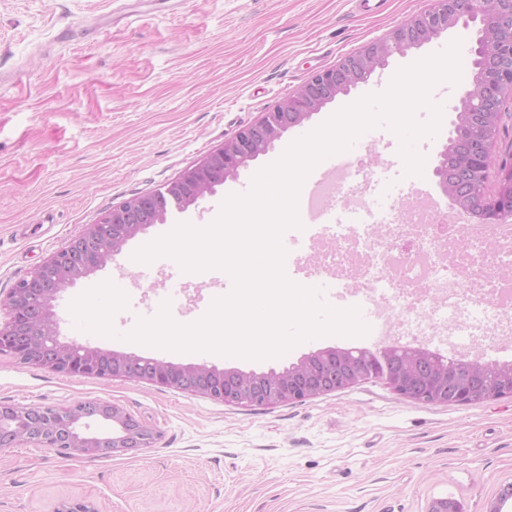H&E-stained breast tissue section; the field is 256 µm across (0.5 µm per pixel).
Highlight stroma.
Masks as SVG:
<instances>
[{
  "mask_svg": "<svg viewBox=\"0 0 512 512\" xmlns=\"http://www.w3.org/2000/svg\"><path fill=\"white\" fill-rule=\"evenodd\" d=\"M431 0H383L361 13L356 0H0V296L50 254L124 200L161 190L224 139L294 93L314 72L385 36ZM456 26L338 96L216 193L184 213L208 225L239 183L276 162L303 133L369 94L385 92L401 68L459 42ZM464 87L441 81L436 135L415 149L434 158L446 144ZM363 154L388 163L404 193L420 190L449 209L432 167L405 173L400 139L370 128ZM147 231L103 269L56 302L60 336L105 349L150 353L243 372L280 370L319 350L361 348L360 336L325 335L278 357L164 348L129 341L139 320L168 305L189 325L213 300L208 271L187 272L160 256L134 260ZM291 282L325 281L311 238L282 236ZM122 284L127 305L114 336L79 329L70 311L87 287ZM179 297L163 303L171 288ZM425 345L447 357L512 362V334L482 345L460 336L422 340L404 327L379 345ZM103 398L161 436L125 456L69 458L32 445L0 450V512H56L82 500L98 512H428L447 498L463 512H512V398L471 406L415 402L380 380L278 406H227L170 388L114 379L59 376L0 355V402L65 406Z\"/></svg>",
  "mask_w": 512,
  "mask_h": 512,
  "instance_id": "35a3bbf8",
  "label": "stroma"
}]
</instances>
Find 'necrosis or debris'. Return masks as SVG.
<instances>
[{"label": "necrosis or debris", "instance_id": "1", "mask_svg": "<svg viewBox=\"0 0 512 512\" xmlns=\"http://www.w3.org/2000/svg\"><path fill=\"white\" fill-rule=\"evenodd\" d=\"M375 174L372 192L360 188L358 173L347 176V206L362 220L326 225L336 246L321 263L355 265L361 296L383 332L404 317L420 335L452 334L460 313L469 317V338L512 332V277L487 275L496 254L512 257V232L474 224L459 246L456 224L437 226L435 209L394 192L387 168Z\"/></svg>", "mask_w": 512, "mask_h": 512}]
</instances>
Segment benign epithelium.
Segmentation results:
<instances>
[{
	"mask_svg": "<svg viewBox=\"0 0 512 512\" xmlns=\"http://www.w3.org/2000/svg\"><path fill=\"white\" fill-rule=\"evenodd\" d=\"M432 0V7L415 13L384 37L342 57L334 67L313 73L299 89L255 122L241 128L218 148L186 169L157 192L133 196L87 224L65 246L18 280L0 310V340L20 342L18 350L0 346V355L20 364L62 376H86L103 381L121 378L157 387L175 388L226 405L292 404L348 389L369 378L368 363L348 349L331 348L300 359L282 371L246 373L205 364H175L134 352H118L61 339L55 301L78 280L105 267L126 245L153 224L166 221V203L183 210L215 192L214 174L235 178L273 147L289 129L302 125L337 96L348 93L383 68L395 54L419 47L458 24H479L472 51L473 88L484 93L472 102V88L455 106L466 119L454 122L448 143L438 153L434 174L452 205L467 209L474 197L457 193L448 183V155L456 158L460 175L481 177L487 222L512 215V154L499 159L491 138L502 119L495 99H512V0ZM397 345L377 350L386 384L411 399L428 398L445 405H474L512 397V364L459 359L448 366L421 346L409 347L399 362L391 360ZM101 423V432L90 423ZM160 432L123 408L101 399L67 406L0 404V449L30 444L70 458L102 452L123 456L151 448Z\"/></svg>",
	"mask_w": 512,
	"mask_h": 512,
	"instance_id": "benign-epithelium-1",
	"label": "benign epithelium"
}]
</instances>
